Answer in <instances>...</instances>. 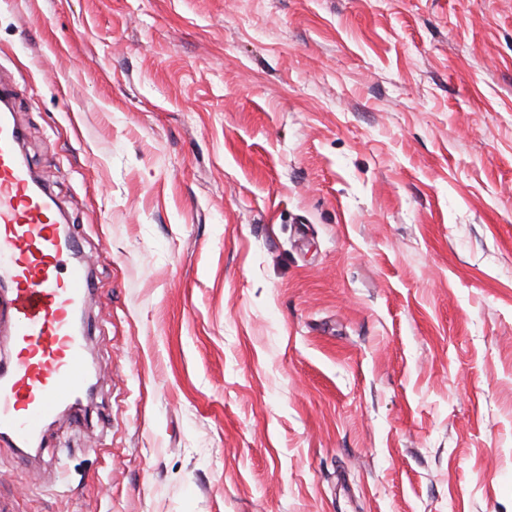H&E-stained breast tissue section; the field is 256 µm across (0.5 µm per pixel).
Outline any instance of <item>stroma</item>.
<instances>
[{
	"instance_id": "stroma-1",
	"label": "stroma",
	"mask_w": 512,
	"mask_h": 512,
	"mask_svg": "<svg viewBox=\"0 0 512 512\" xmlns=\"http://www.w3.org/2000/svg\"><path fill=\"white\" fill-rule=\"evenodd\" d=\"M94 287L13 512H512V0H0Z\"/></svg>"
}]
</instances>
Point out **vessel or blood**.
<instances>
[{"label":"vessel or blood","mask_w":512,"mask_h":512,"mask_svg":"<svg viewBox=\"0 0 512 512\" xmlns=\"http://www.w3.org/2000/svg\"><path fill=\"white\" fill-rule=\"evenodd\" d=\"M21 130L0 112V345L16 354L0 366V437L27 445L86 385L84 336L74 307L92 288L79 245L64 236L48 190L20 154Z\"/></svg>","instance_id":"obj_1"}]
</instances>
